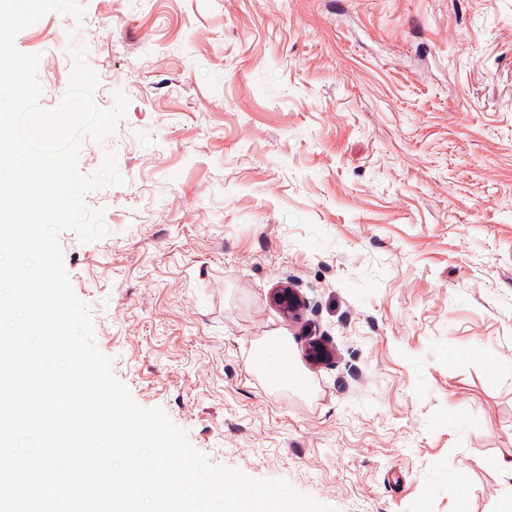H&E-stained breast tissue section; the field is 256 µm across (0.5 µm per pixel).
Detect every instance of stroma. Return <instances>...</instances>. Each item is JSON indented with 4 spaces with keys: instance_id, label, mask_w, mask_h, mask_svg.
Here are the masks:
<instances>
[{
    "instance_id": "stroma-1",
    "label": "stroma",
    "mask_w": 512,
    "mask_h": 512,
    "mask_svg": "<svg viewBox=\"0 0 512 512\" xmlns=\"http://www.w3.org/2000/svg\"><path fill=\"white\" fill-rule=\"evenodd\" d=\"M78 3L15 45L44 109L79 47L129 98L58 242L135 402L334 512H512V0Z\"/></svg>"
}]
</instances>
